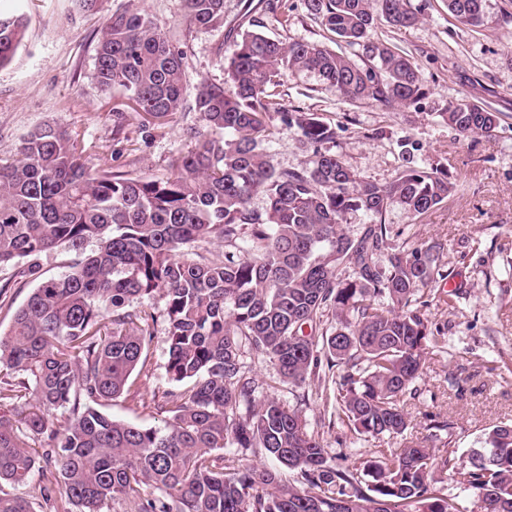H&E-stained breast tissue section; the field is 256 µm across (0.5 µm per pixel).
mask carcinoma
<instances>
[{
    "label": "carcinoma",
    "mask_w": 512,
    "mask_h": 512,
    "mask_svg": "<svg viewBox=\"0 0 512 512\" xmlns=\"http://www.w3.org/2000/svg\"><path fill=\"white\" fill-rule=\"evenodd\" d=\"M186 21L224 24V0H183ZM307 14L348 46L380 22L417 24L411 0H304ZM458 23L482 27L486 0H448ZM21 15L0 13V68L21 46ZM363 68L309 41L284 43L248 31L224 72L234 93L200 80L192 110L207 133L177 157L171 172L114 171L107 157L88 163L80 134L44 124L0 159V269L59 248L75 257L40 280L0 334V512H43L61 495L77 512H461L434 477L439 470L477 498L480 512H512V427L484 434L468 458L453 448L407 444L342 466L309 434L300 414L274 396L258 397L245 365L255 350L279 382L314 374L330 385L336 420L355 434L401 435V405L429 350L441 338L413 306L434 279L432 248L391 244L383 215L393 205L417 219L457 183L408 167L379 185L322 146L336 129L307 112L281 122L317 146L308 169L274 168L259 149L273 135L266 88L289 71L317 74L350 101L387 109L423 95L419 70L380 43ZM185 54L158 22L127 0L106 19L91 79L118 89L141 127L177 121L184 107ZM461 136L492 135L499 113L462 100L440 113ZM263 193L269 206H250ZM350 211L371 218L360 236L343 228ZM206 239L224 243L216 258L185 257ZM388 251L387 264L376 255ZM353 268L342 279L337 269ZM162 293L170 381L192 386L175 396L163 426L116 420L101 408L119 397L151 333L133 303ZM336 315L320 331L326 309ZM64 408L62 422L53 411ZM39 437L38 447L27 439ZM262 451L295 470L302 486L268 468L231 472L224 450ZM41 473V499L11 488Z\"/></svg>",
    "instance_id": "1"
}]
</instances>
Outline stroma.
<instances>
[{"label": "stroma", "instance_id": "stroma-1", "mask_svg": "<svg viewBox=\"0 0 512 512\" xmlns=\"http://www.w3.org/2000/svg\"><path fill=\"white\" fill-rule=\"evenodd\" d=\"M125 2L103 0L92 13L80 10L75 0H0L1 10L20 9L27 20L22 46L0 69V157L14 155L21 137L41 124L80 133L98 153L111 157L116 171L162 175L173 159L190 150L191 131L204 129L193 111L148 132L134 120L120 134L112 132V109L122 95L101 93L90 73L100 30ZM411 3L420 12L417 24L395 29L384 23L368 38L417 64L424 88L418 102L389 110L350 102L309 72L287 73L270 90L282 109L315 113L335 127L331 151L368 180L390 183L410 163L446 171L458 184L419 219L399 206L383 217L394 244L434 246L440 272L417 299L446 345L427 355L412 394L404 398L410 425L403 436L357 438L331 420L332 407L317 378L300 386L282 385L266 357L253 352L245 357L262 394L297 411L328 456L344 465L407 441L448 443L464 455L482 447L488 429L512 424V0H488V22L480 28L456 22L446 0ZM140 5L185 51L189 102L203 78L233 92L224 60L232 55L240 28L251 23L287 43L318 42L347 52L359 65L369 62L362 47L346 48L311 19L304 0H224L223 26L207 29L189 25L181 0H140ZM461 100L498 112L493 135L464 137L441 120V112ZM262 149L278 169L307 168L314 159L313 146L284 126ZM167 359V337L158 326L126 390L106 406V413L133 424L161 425L151 403L176 388L166 372ZM434 423L439 433H432Z\"/></svg>", "mask_w": 512, "mask_h": 512}]
</instances>
